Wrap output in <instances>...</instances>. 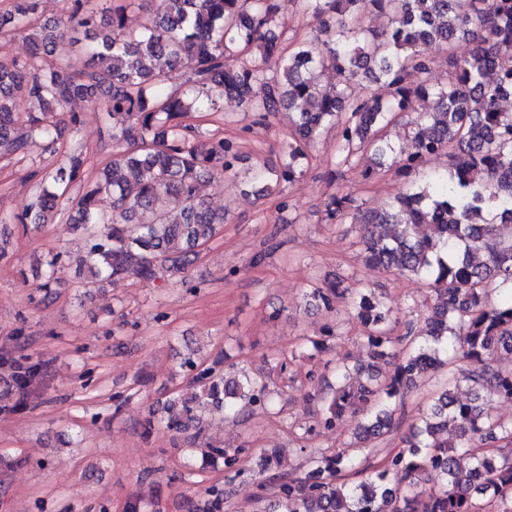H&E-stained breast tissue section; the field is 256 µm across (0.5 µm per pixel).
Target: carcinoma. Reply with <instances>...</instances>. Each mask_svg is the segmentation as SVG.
I'll use <instances>...</instances> for the list:
<instances>
[{
	"mask_svg": "<svg viewBox=\"0 0 512 512\" xmlns=\"http://www.w3.org/2000/svg\"><path fill=\"white\" fill-rule=\"evenodd\" d=\"M109 2L100 14L91 0H64L52 22L42 20L40 0H14L0 11V42L21 36L29 45L28 55L0 60V156L21 162L36 144L56 152L58 112L72 100L101 106L112 139V157L97 175L86 173L81 150L30 171L39 191L7 222L44 224L62 215L76 225L86 237L87 295L127 277L192 289L173 277L225 223V212L206 204L203 183L236 175L242 157L236 141L205 132L193 114L223 111L226 97L261 120L288 113L279 166L249 177L259 196L302 174L307 148L331 128L338 135L332 184L355 165L373 180L447 155L443 173L385 210H362L343 187L329 195L326 221L361 225L366 263L428 283L434 303L423 323L410 321L395 336L399 317L374 290L336 280L309 285L308 305L337 322L302 336L304 345L320 350L337 337L343 300L362 325L368 360L354 368L336 363V382L304 434L362 411L357 442L379 438L430 372L446 370V386L415 418L404 448L357 484L342 480L356 467L348 448L311 458L300 475L281 471L279 451H270L264 469L278 478L267 512H485L492 501L512 512V419L495 410L512 403V367L496 365L498 354H512V237L498 232L512 224V111L500 107L512 92V0H157L135 28L127 25L134 0ZM288 10L310 20L304 35L290 38L279 25ZM369 12L387 18L381 31L366 29ZM65 38L79 46L80 63L55 56ZM462 39L473 48L450 56L446 81L420 79L428 49L452 53ZM177 67L188 70L185 90L166 87ZM331 70L355 90L325 82ZM368 82L382 83L386 95L368 94ZM17 98L31 109L16 113ZM407 112L416 116L403 150L385 130ZM385 364L393 372L382 380ZM181 368L190 391L173 393L164 410L167 427L186 435L183 466L193 468L199 455L207 465L223 464L233 480L245 472V446L198 448L190 431L206 407L236 417L267 408L270 392L220 356L209 361L190 351ZM38 372L37 364H17L15 390H27ZM462 383L471 391L466 402L453 392ZM428 470L441 478L430 488L421 484ZM230 494L221 482L211 485L196 512H223Z\"/></svg>",
	"mask_w": 512,
	"mask_h": 512,
	"instance_id": "1",
	"label": "carcinoma"
}]
</instances>
